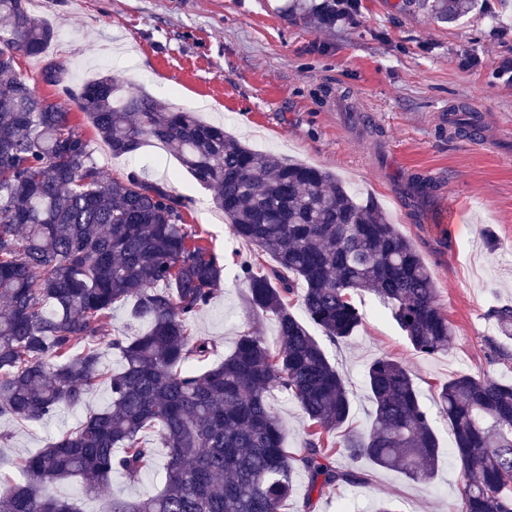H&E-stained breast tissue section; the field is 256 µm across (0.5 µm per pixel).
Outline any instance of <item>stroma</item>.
Returning a JSON list of instances; mask_svg holds the SVG:
<instances>
[{
    "instance_id": "1",
    "label": "stroma",
    "mask_w": 512,
    "mask_h": 512,
    "mask_svg": "<svg viewBox=\"0 0 512 512\" xmlns=\"http://www.w3.org/2000/svg\"><path fill=\"white\" fill-rule=\"evenodd\" d=\"M293 0H29L33 15L54 27L44 53L19 59L37 95L59 99L89 141L105 178L129 172L169 184L189 201L188 222L224 263L210 305L194 332L231 351L250 330L270 348L280 338L272 316L249 311L236 278L235 238L213 194L147 144L133 156L113 155L70 95L81 84L112 74L127 89L223 126L249 148L328 169L360 197L374 198L430 268L441 307L455 328L446 352H415L385 307L370 294L358 299L363 323L346 340L310 332L344 378L352 415L366 428L372 403L365 377L386 354L403 360L434 410L435 394L454 375L512 379V340L504 341L487 312L512 305V83L496 74L512 59V0H483L467 17H434L422 0H361L355 23L327 30L293 13ZM481 59L460 64L462 49ZM51 63L63 65V84L44 82ZM479 127L484 149L448 131L449 118ZM106 384L86 405L37 423L0 419L12 439L0 450V478L20 480L17 458L74 430L108 402ZM166 451L139 481L113 474L107 490L86 497L77 482L56 487L82 512H105L112 498L135 500L164 480ZM365 485L327 492L316 512H372L376 498L397 512H456L460 471L443 457L431 482L358 462Z\"/></svg>"
}]
</instances>
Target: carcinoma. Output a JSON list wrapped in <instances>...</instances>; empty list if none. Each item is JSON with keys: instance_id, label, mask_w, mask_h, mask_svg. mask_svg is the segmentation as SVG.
Listing matches in <instances>:
<instances>
[{"instance_id": "obj_1", "label": "carcinoma", "mask_w": 512, "mask_h": 512, "mask_svg": "<svg viewBox=\"0 0 512 512\" xmlns=\"http://www.w3.org/2000/svg\"><path fill=\"white\" fill-rule=\"evenodd\" d=\"M342 2L298 11L333 28ZM475 2L424 6L452 22ZM0 22V419L39 422L81 406L100 382L110 390L103 410L20 461L23 481H0V512H79L56 485L76 479L95 496L114 472L139 480L155 456L143 439L151 429L167 448L163 487L114 498L108 512H281L300 473L299 512H315L314 496L366 483L365 473L335 465L338 446L352 462L432 480L441 448L407 364L372 361L370 426L338 443L352 412L345 380L292 312L298 294L309 322L333 341L347 339L361 323L354 296L368 293L417 352L448 349L455 330L434 277L378 202L326 169L254 151L110 75L84 84L76 99L112 154L162 144L213 192L233 235L274 259L265 272L241 260L239 278L253 315L275 317L279 348L247 331L223 356L217 340L191 328L224 265L186 230V199L135 172L106 180L68 112L18 71V58L41 54L53 28L26 0H0ZM131 299L132 320L147 324L139 336L111 326L112 309ZM488 317L512 340V306ZM107 351L120 355V370L103 365ZM203 361L209 367L197 368ZM277 393L307 420L295 452L272 405ZM438 402L461 473L456 512H512V380L462 373L441 385Z\"/></svg>"}]
</instances>
